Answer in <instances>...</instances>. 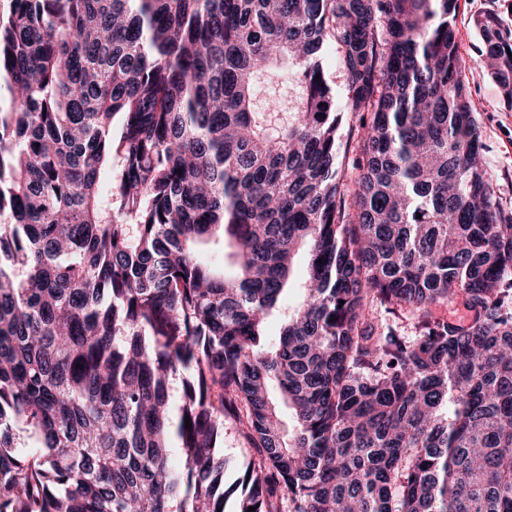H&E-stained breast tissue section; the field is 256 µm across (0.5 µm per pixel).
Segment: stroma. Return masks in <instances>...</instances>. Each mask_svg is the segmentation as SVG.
Returning a JSON list of instances; mask_svg holds the SVG:
<instances>
[{
	"mask_svg": "<svg viewBox=\"0 0 512 512\" xmlns=\"http://www.w3.org/2000/svg\"><path fill=\"white\" fill-rule=\"evenodd\" d=\"M487 13L496 14L502 29L512 30V0H459L453 24L466 66V87L481 131V161L500 208L512 213V106L502 98L499 87L481 62L483 36L476 21ZM305 275L303 258H296L293 287L283 296L278 309L268 319L262 338L275 346L282 326L301 300L300 284Z\"/></svg>",
	"mask_w": 512,
	"mask_h": 512,
	"instance_id": "stroma-1",
	"label": "stroma"
}]
</instances>
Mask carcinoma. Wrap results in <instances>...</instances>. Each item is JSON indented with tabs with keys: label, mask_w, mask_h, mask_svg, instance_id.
Returning a JSON list of instances; mask_svg holds the SVG:
<instances>
[{
	"label": "carcinoma",
	"mask_w": 512,
	"mask_h": 512,
	"mask_svg": "<svg viewBox=\"0 0 512 512\" xmlns=\"http://www.w3.org/2000/svg\"><path fill=\"white\" fill-rule=\"evenodd\" d=\"M9 2L0 512H512V218L458 0ZM477 26L512 104V39ZM283 76L300 94L271 134L254 98ZM303 249L302 302L261 349ZM456 302L468 322L433 313ZM227 419L256 454L226 488ZM340 47L329 37L322 51V62L326 78L336 91V103L339 112H346V102L348 97V85L346 76L340 67ZM357 125H358V123L355 122V118H353L352 114L348 115L347 113H345L344 122L340 129V134H341V140L343 142L342 153H341L342 154L341 157H343L342 163H343V167L345 168V172L347 175H349L352 172L353 159L356 157L355 156L356 152L354 149L355 142H354V140L351 139L350 132H351L352 126L355 127ZM345 151H346V154H345Z\"/></svg>",
	"instance_id": "carcinoma-1"
}]
</instances>
